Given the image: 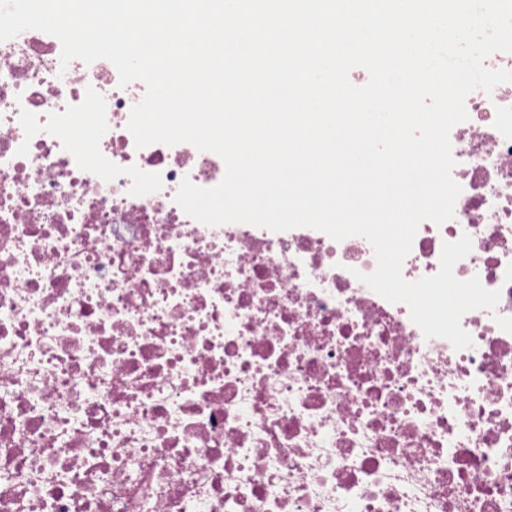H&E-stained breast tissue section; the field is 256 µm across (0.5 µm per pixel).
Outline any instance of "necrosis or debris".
<instances>
[{
	"mask_svg": "<svg viewBox=\"0 0 512 512\" xmlns=\"http://www.w3.org/2000/svg\"><path fill=\"white\" fill-rule=\"evenodd\" d=\"M0 42V512H512V82L465 101L453 219L402 265L500 293L425 338L361 237L204 225L189 143L136 148L145 85Z\"/></svg>",
	"mask_w": 512,
	"mask_h": 512,
	"instance_id": "necrosis-or-debris-1",
	"label": "necrosis or debris"
}]
</instances>
